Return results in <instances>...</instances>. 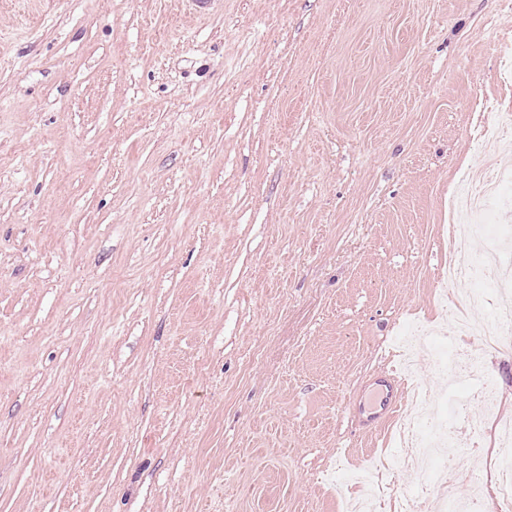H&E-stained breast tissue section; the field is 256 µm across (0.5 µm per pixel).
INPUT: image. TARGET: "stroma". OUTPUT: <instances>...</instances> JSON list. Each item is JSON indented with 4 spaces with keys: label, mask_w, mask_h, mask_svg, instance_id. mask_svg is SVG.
<instances>
[{
    "label": "stroma",
    "mask_w": 512,
    "mask_h": 512,
    "mask_svg": "<svg viewBox=\"0 0 512 512\" xmlns=\"http://www.w3.org/2000/svg\"><path fill=\"white\" fill-rule=\"evenodd\" d=\"M510 48L512 0H0V512H342L395 451L349 409L413 322L452 344ZM467 345L512 416V350Z\"/></svg>",
    "instance_id": "stroma-1"
}]
</instances>
